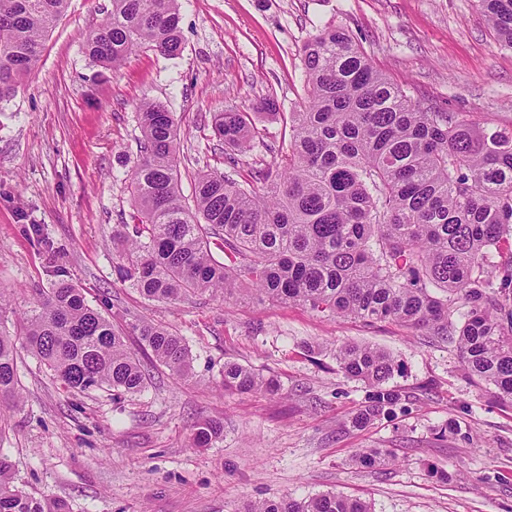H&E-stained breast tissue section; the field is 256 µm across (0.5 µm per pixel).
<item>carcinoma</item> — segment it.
Returning <instances> with one entry per match:
<instances>
[{
	"mask_svg": "<svg viewBox=\"0 0 512 512\" xmlns=\"http://www.w3.org/2000/svg\"><path fill=\"white\" fill-rule=\"evenodd\" d=\"M501 45L512 48V0H476ZM68 0H0V101L39 64L46 35ZM178 0H111L107 19L86 40L88 56L115 70L129 54L182 50ZM306 100L288 117V144L268 146L275 162L248 177L197 173L193 205L182 194L178 124L163 106L138 107L142 132L129 194L135 223L113 242L125 280L146 300L176 303L210 293L228 300L298 303L316 314L366 323L391 320L451 345L467 376L512 403V262L491 254L512 246V129L480 124L460 112L423 107L373 65L343 26L328 25L303 44ZM224 145L245 154L255 131L246 112L212 117ZM224 248V261L211 239ZM19 322L0 332V423L22 400L18 346L54 378L79 392L106 388L119 399L148 384L127 333L62 279ZM156 363L184 381L192 357L181 336L141 321L132 327ZM348 377L368 388L349 419L356 429L388 417L402 393L389 385L399 369L390 353L336 347ZM226 391H278L272 378L227 361ZM224 436L218 419L198 423L192 442ZM395 460L389 448H360L365 468ZM0 512H70L66 500L36 497L14 484L0 457ZM241 512H373L360 499L327 492L246 504Z\"/></svg>",
	"mask_w": 512,
	"mask_h": 512,
	"instance_id": "carcinoma-1",
	"label": "carcinoma"
}]
</instances>
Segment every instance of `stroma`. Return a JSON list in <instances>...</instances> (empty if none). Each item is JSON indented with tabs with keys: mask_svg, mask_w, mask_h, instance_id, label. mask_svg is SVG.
I'll list each match as a JSON object with an SVG mask.
<instances>
[{
	"mask_svg": "<svg viewBox=\"0 0 512 512\" xmlns=\"http://www.w3.org/2000/svg\"><path fill=\"white\" fill-rule=\"evenodd\" d=\"M183 51L129 55L117 71L86 54L89 31L110 0H69L38 66L0 103V291L17 316L52 287L55 269L94 308L129 330L147 318L182 336L194 378L172 376L128 345L150 375L138 395L64 389L20 352L23 403L0 434V455L26 492L67 501L70 512H239L250 500L334 492L375 512H512V406L466 378L453 349L392 321L367 325L319 318L299 304L193 296L144 300L124 282L113 249L130 221L128 184L141 138L137 112L157 101L181 139L182 193L198 170L223 169L213 113L249 110L258 144L238 180L272 161L285 113L305 96L300 49L320 28L346 26L393 82L421 104L512 128V48L501 46L475 0H179ZM345 343L399 362L394 415L357 430L347 421L365 401L361 381L341 372ZM274 378L278 395L224 390L225 362ZM461 432L439 437L450 414ZM224 423L207 448L190 437L205 419ZM359 448H390L384 467L352 464ZM448 479L433 477L431 467Z\"/></svg>",
	"mask_w": 512,
	"mask_h": 512,
	"instance_id": "1",
	"label": "stroma"
}]
</instances>
